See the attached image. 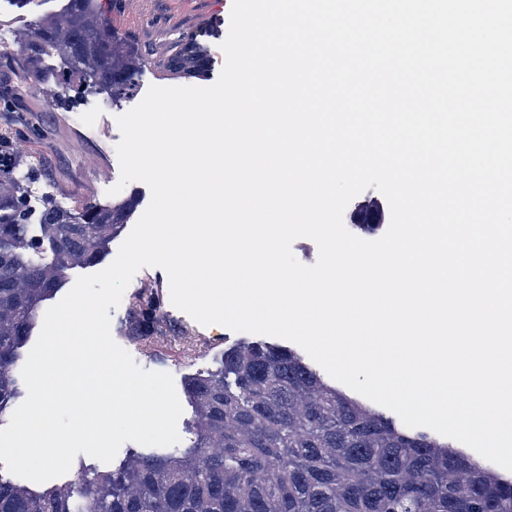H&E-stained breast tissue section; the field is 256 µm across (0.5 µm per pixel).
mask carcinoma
<instances>
[{"instance_id":"carcinoma-1","label":"carcinoma","mask_w":512,"mask_h":512,"mask_svg":"<svg viewBox=\"0 0 512 512\" xmlns=\"http://www.w3.org/2000/svg\"><path fill=\"white\" fill-rule=\"evenodd\" d=\"M62 17L36 22L24 48L62 53L71 73L114 101L132 95L138 63L90 0H68ZM206 52L190 38L169 68L199 76ZM14 160L0 135V423L19 394L20 350L43 303L70 266L101 259L136 207L133 196L77 216L45 206L33 238ZM160 288L148 278L132 295L128 335H169ZM186 392L196 414L191 447L136 456L110 473L80 467L69 485L40 493L0 477V512H512V478L349 396L286 347L228 348Z\"/></svg>"}]
</instances>
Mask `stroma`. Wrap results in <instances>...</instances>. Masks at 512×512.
<instances>
[{
  "instance_id": "1",
  "label": "stroma",
  "mask_w": 512,
  "mask_h": 512,
  "mask_svg": "<svg viewBox=\"0 0 512 512\" xmlns=\"http://www.w3.org/2000/svg\"><path fill=\"white\" fill-rule=\"evenodd\" d=\"M66 0H30L20 8L0 0V28L22 33L40 19L62 12ZM128 0H94L100 14L138 59L137 88L133 97L113 104L104 92L89 88L74 90L58 81L68 59L60 52L43 53L38 62L39 81L21 94L13 93L18 75L28 70L27 55L19 45L0 43V96L9 99L0 106V133L16 140L17 172L26 188L35 189L40 202L78 212L90 204L108 205L110 188L120 177L115 151L121 134L116 118L135 107L148 88L178 86L182 80L169 70L167 60L177 41L196 37L209 45V71L203 86L213 85L224 65L220 48L229 31L232 0H139L136 17L127 24L119 19ZM170 336L139 343L126 334L128 313L110 309L111 335L135 362L149 371L167 372L176 391L193 373L216 369L226 348L253 341V334L234 332L220 325L203 326L172 303H165ZM187 331L191 340L173 339V332Z\"/></svg>"
}]
</instances>
